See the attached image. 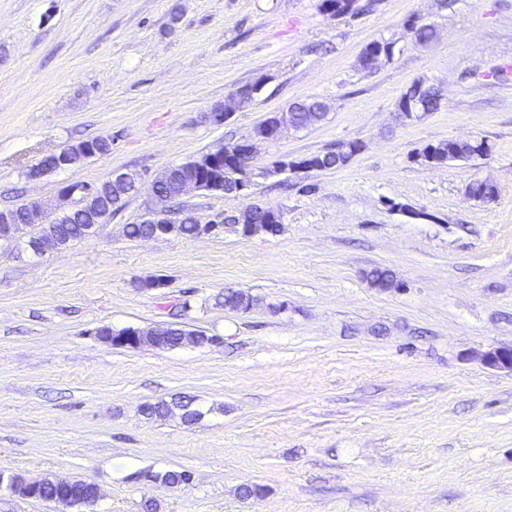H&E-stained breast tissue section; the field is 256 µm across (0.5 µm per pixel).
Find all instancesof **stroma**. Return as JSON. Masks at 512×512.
I'll use <instances>...</instances> for the list:
<instances>
[{
    "label": "stroma",
    "mask_w": 512,
    "mask_h": 512,
    "mask_svg": "<svg viewBox=\"0 0 512 512\" xmlns=\"http://www.w3.org/2000/svg\"><path fill=\"white\" fill-rule=\"evenodd\" d=\"M0 0V209L74 208L62 187L140 174V195L94 236L42 256L0 245V472L97 484L96 512H512V0ZM437 31L421 45L406 27ZM393 57L362 69L366 44ZM255 101L205 115L239 86ZM440 110L405 120L414 82ZM323 100L321 123L257 144L254 170L358 141L337 170L258 179L278 235L130 240L169 166L273 112ZM104 136L110 153L29 178ZM483 139L438 168L426 144ZM489 180L490 203L466 187ZM389 268L398 287L366 278ZM159 279L157 289L140 287ZM257 297L224 306L225 288ZM175 323L201 348H115L95 332ZM184 394L204 416L147 419ZM191 472L170 488L138 474ZM260 484L258 499L240 486ZM417 85V89H415ZM443 104L442 96L434 89L432 85L424 82H414L406 88L398 100V111L403 119H412L411 112L418 115L420 112H435Z\"/></svg>",
    "instance_id": "1"
}]
</instances>
